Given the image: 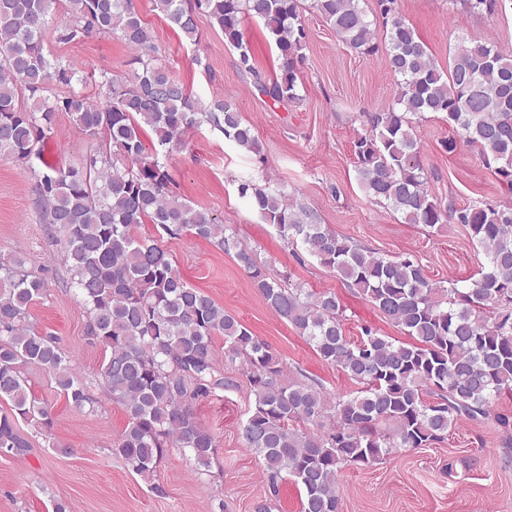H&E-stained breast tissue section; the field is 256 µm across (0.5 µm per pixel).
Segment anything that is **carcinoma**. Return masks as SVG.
<instances>
[{
  "label": "carcinoma",
  "mask_w": 512,
  "mask_h": 512,
  "mask_svg": "<svg viewBox=\"0 0 512 512\" xmlns=\"http://www.w3.org/2000/svg\"><path fill=\"white\" fill-rule=\"evenodd\" d=\"M59 2L69 22L58 29V42L114 35L132 51L128 76L103 72L96 93L80 88L81 67L47 44ZM461 2L491 16L506 0ZM154 4L195 47L202 43L199 16L209 17L237 50L239 69L275 103L300 99L305 9L324 18L352 51L370 57L380 50L360 0ZM376 7L397 93L367 115L369 130L353 141L359 183L372 201L408 224L467 227L485 260L478 276L465 288L454 282L445 287L414 258H386L337 236L294 193L251 177L241 178L237 191L281 239L301 244L336 272L408 342L382 336L371 325L347 336L336 293L310 291L271 274L232 226L171 189L164 159L203 124L249 153L259 155L262 148L233 104L201 103L155 56L134 0H0V159L32 166L59 113L91 145L80 163L40 176L33 204L63 249L69 285L90 318V340L105 350L102 389L127 417L114 451L153 490L156 469L172 450L210 467L216 436L199 421L196 407L229 385L230 368L254 395L242 437L272 487L288 479L302 486L301 512H339L343 470L442 442L458 419L485 417L512 393V204L442 206L428 188L414 132L425 113L444 115L512 193V50L463 39L445 73L398 16V0H376ZM247 16L263 22L280 53L279 74L271 79L255 70L242 31ZM146 128L155 137L150 149L142 139ZM144 224L169 236L190 233L234 257L277 316L323 362L360 385L358 391L332 395L305 371L287 369L265 340L186 281L170 254L140 233ZM44 293L43 279L26 271L21 255L0 256V400L10 402V411L0 414L1 455L27 450L20 420L55 447L49 405L26 377L30 366L45 370L75 409H99L58 337L30 323V309Z\"/></svg>",
  "instance_id": "1"
}]
</instances>
